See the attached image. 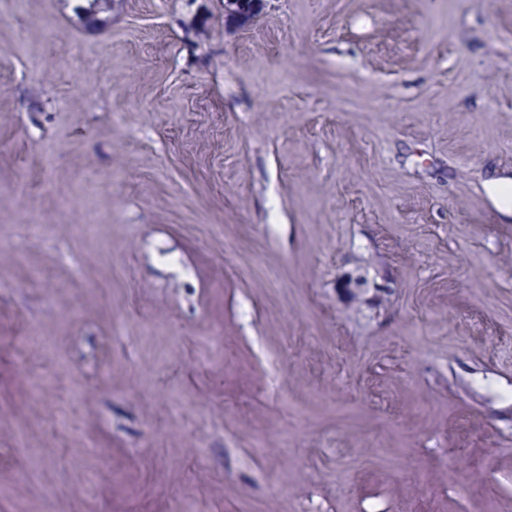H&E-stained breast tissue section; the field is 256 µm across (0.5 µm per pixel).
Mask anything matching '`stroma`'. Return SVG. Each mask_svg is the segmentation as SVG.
I'll return each instance as SVG.
<instances>
[{"label": "stroma", "instance_id": "1", "mask_svg": "<svg viewBox=\"0 0 512 512\" xmlns=\"http://www.w3.org/2000/svg\"><path fill=\"white\" fill-rule=\"evenodd\" d=\"M0 0V512H512V0ZM245 0H225L224 16L228 22L236 25H245L253 21L264 7V0H251V8L243 6Z\"/></svg>", "mask_w": 512, "mask_h": 512}]
</instances>
